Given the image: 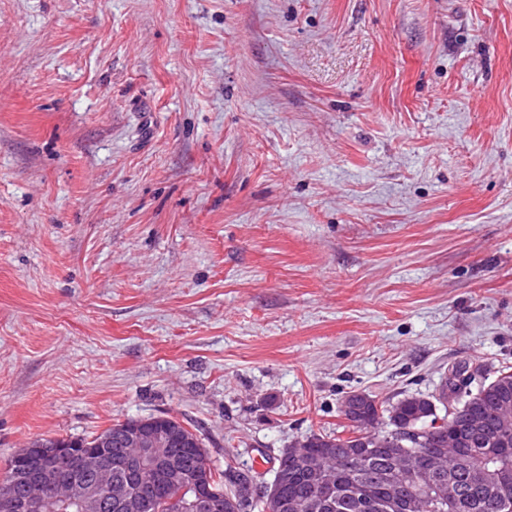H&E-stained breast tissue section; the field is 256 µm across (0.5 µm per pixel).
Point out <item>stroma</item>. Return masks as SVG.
Segmentation results:
<instances>
[{"instance_id": "stroma-1", "label": "stroma", "mask_w": 512, "mask_h": 512, "mask_svg": "<svg viewBox=\"0 0 512 512\" xmlns=\"http://www.w3.org/2000/svg\"><path fill=\"white\" fill-rule=\"evenodd\" d=\"M512 369V0H0V466L170 415L212 466Z\"/></svg>"}]
</instances>
